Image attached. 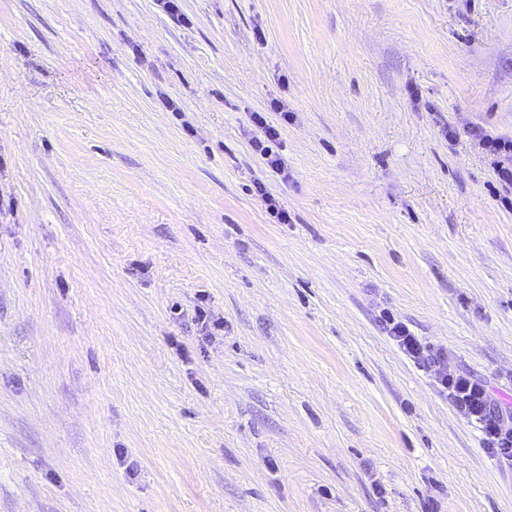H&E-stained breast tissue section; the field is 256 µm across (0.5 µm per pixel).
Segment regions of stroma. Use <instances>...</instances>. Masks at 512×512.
Wrapping results in <instances>:
<instances>
[{
  "label": "stroma",
  "mask_w": 512,
  "mask_h": 512,
  "mask_svg": "<svg viewBox=\"0 0 512 512\" xmlns=\"http://www.w3.org/2000/svg\"><path fill=\"white\" fill-rule=\"evenodd\" d=\"M179 7L0 0V512H512V0ZM252 121L256 128V132L252 137V146L254 150L261 156L267 165L275 169H284L282 158L273 153L270 143L275 141L279 135L278 129L270 125L260 113H254ZM476 141L482 150L494 157L492 165L500 181L512 187V139L483 130L476 134ZM384 329L414 364L431 373L457 410L478 427L485 448L512 469V406L499 402L484 382L448 370V354L415 336L404 323L386 320Z\"/></svg>",
  "instance_id": "obj_1"
}]
</instances>
